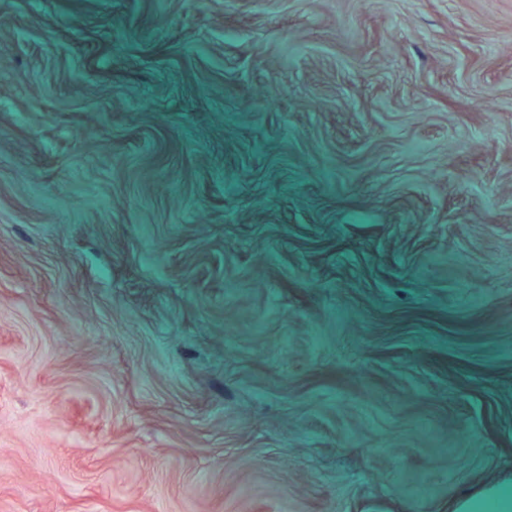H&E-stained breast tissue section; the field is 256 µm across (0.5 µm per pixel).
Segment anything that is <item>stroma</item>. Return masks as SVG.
I'll return each instance as SVG.
<instances>
[{
  "mask_svg": "<svg viewBox=\"0 0 512 512\" xmlns=\"http://www.w3.org/2000/svg\"><path fill=\"white\" fill-rule=\"evenodd\" d=\"M0 512H448L512 472V0H0Z\"/></svg>",
  "mask_w": 512,
  "mask_h": 512,
  "instance_id": "stroma-1",
  "label": "stroma"
}]
</instances>
